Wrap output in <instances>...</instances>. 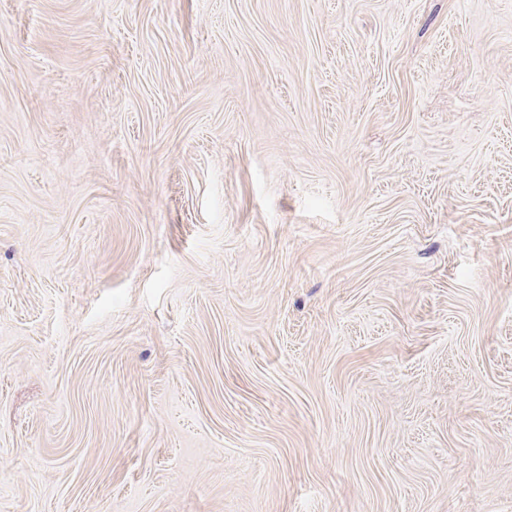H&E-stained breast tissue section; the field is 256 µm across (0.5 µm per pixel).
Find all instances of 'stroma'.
<instances>
[{
  "label": "stroma",
  "instance_id": "obj_1",
  "mask_svg": "<svg viewBox=\"0 0 512 512\" xmlns=\"http://www.w3.org/2000/svg\"><path fill=\"white\" fill-rule=\"evenodd\" d=\"M0 512H512V0H0Z\"/></svg>",
  "mask_w": 512,
  "mask_h": 512
}]
</instances>
